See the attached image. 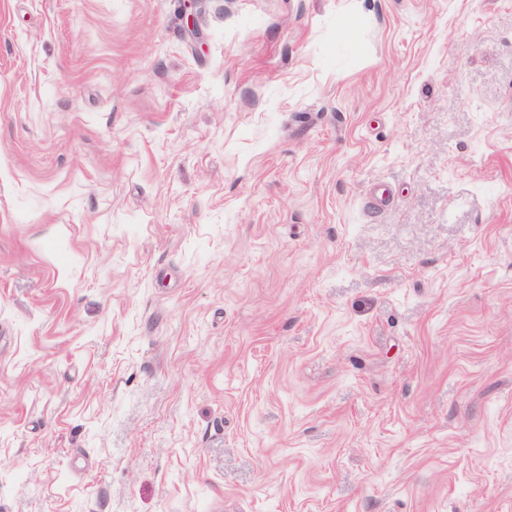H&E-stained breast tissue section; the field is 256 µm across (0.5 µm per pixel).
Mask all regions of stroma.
I'll return each instance as SVG.
<instances>
[{"instance_id": "obj_1", "label": "stroma", "mask_w": 512, "mask_h": 512, "mask_svg": "<svg viewBox=\"0 0 512 512\" xmlns=\"http://www.w3.org/2000/svg\"><path fill=\"white\" fill-rule=\"evenodd\" d=\"M196 24L0 0V512H512V0Z\"/></svg>"}]
</instances>
